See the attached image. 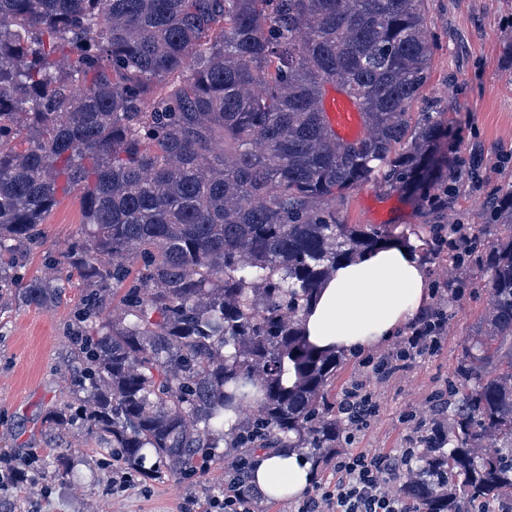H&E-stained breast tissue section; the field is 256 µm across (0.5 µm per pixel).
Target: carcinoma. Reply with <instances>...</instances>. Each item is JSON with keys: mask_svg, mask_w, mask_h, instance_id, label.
Listing matches in <instances>:
<instances>
[{"mask_svg": "<svg viewBox=\"0 0 512 512\" xmlns=\"http://www.w3.org/2000/svg\"><path fill=\"white\" fill-rule=\"evenodd\" d=\"M435 49L423 0H0V310L58 300L73 272L83 290L40 437L80 421L147 478L205 475L219 448L336 455L342 355L302 316L382 243L337 220L348 193L412 185L448 209L443 113L411 112ZM330 86L363 116L354 143L327 125ZM75 190L82 237L25 278ZM490 218L489 312L397 487L420 512L512 508V188ZM447 228L429 225L433 259Z\"/></svg>", "mask_w": 512, "mask_h": 512, "instance_id": "obj_1", "label": "carcinoma"}]
</instances>
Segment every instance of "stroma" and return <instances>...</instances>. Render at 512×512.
I'll return each instance as SVG.
<instances>
[{"instance_id": "35a3bbf8", "label": "stroma", "mask_w": 512, "mask_h": 512, "mask_svg": "<svg viewBox=\"0 0 512 512\" xmlns=\"http://www.w3.org/2000/svg\"><path fill=\"white\" fill-rule=\"evenodd\" d=\"M425 9L437 50L415 107L442 112L447 119L444 148L458 186L449 212L455 223L479 228L483 249L497 236L487 223L490 198L495 188L512 185V0H425ZM473 153L483 158L475 176L466 165ZM339 218L346 224H381L386 238H412L421 254L426 251L423 227L434 221L413 190L389 192L371 182L340 205ZM82 229L74 192L48 214L45 245L27 257L26 275H39L47 254L65 250ZM480 276L477 259L459 266L464 292L448 302V324L436 352L386 377L367 371L365 363L389 355L394 341L345 354L331 394H342L351 380H359L372 390L379 412L367 430L343 441L344 450L393 453L408 447L419 424L431 422L433 395L453 385L462 346L488 308ZM81 295L74 282L55 305L15 304L0 313V452L21 462L34 460L36 467L27 481L0 488V500L16 503L15 512H201L224 486V459L204 476H137L128 489L116 492L111 460L87 440L81 426L54 445L41 440L38 430L47 409L69 391L62 370L72 361L68 334ZM64 456L72 465L66 476L58 466Z\"/></svg>"}]
</instances>
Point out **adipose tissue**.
<instances>
[{
    "mask_svg": "<svg viewBox=\"0 0 512 512\" xmlns=\"http://www.w3.org/2000/svg\"><path fill=\"white\" fill-rule=\"evenodd\" d=\"M429 296L428 275L414 242L393 240L338 266L303 325L320 350L374 347L412 322ZM267 498L299 496L311 488V463L295 451L267 453L254 471Z\"/></svg>",
    "mask_w": 512,
    "mask_h": 512,
    "instance_id": "1",
    "label": "adipose tissue"
}]
</instances>
